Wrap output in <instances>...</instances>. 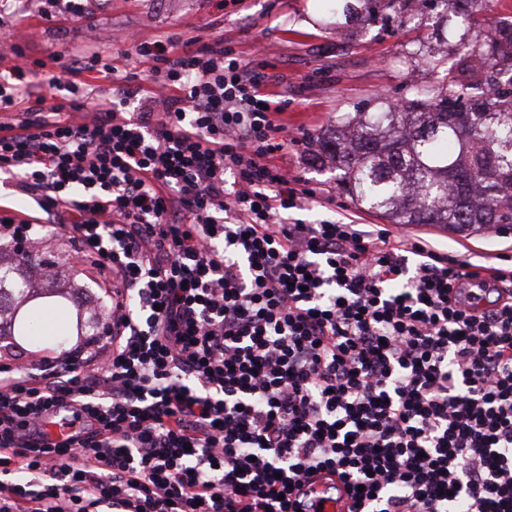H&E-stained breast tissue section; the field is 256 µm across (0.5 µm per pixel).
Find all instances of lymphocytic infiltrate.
<instances>
[{"mask_svg":"<svg viewBox=\"0 0 512 512\" xmlns=\"http://www.w3.org/2000/svg\"><path fill=\"white\" fill-rule=\"evenodd\" d=\"M24 56L0 51V179L38 211L0 205V239L69 230L112 306L0 365V512H320L326 468L355 512H512L511 268L291 219L318 197L276 77L223 36Z\"/></svg>","mask_w":512,"mask_h":512,"instance_id":"1","label":"lymphocytic infiltrate"}]
</instances>
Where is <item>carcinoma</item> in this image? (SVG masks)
I'll return each mask as SVG.
<instances>
[{
	"label": "carcinoma",
	"mask_w": 512,
	"mask_h": 512,
	"mask_svg": "<svg viewBox=\"0 0 512 512\" xmlns=\"http://www.w3.org/2000/svg\"><path fill=\"white\" fill-rule=\"evenodd\" d=\"M418 2L431 16L427 42L408 53L429 76L397 103L377 93L336 117L310 143L311 162L336 171L359 208L392 224H433L463 237L512 231V22L480 19L485 0H318L325 27L368 32L406 20ZM452 50H447V46ZM0 340L44 346L38 320L74 307L69 336L94 335L78 297L29 281L24 262H3Z\"/></svg>",
	"instance_id": "obj_1"
}]
</instances>
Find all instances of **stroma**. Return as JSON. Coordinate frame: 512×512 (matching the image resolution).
<instances>
[{
  "label": "stroma",
  "instance_id": "1",
  "mask_svg": "<svg viewBox=\"0 0 512 512\" xmlns=\"http://www.w3.org/2000/svg\"><path fill=\"white\" fill-rule=\"evenodd\" d=\"M88 20L80 28L66 21H47L26 0H13L0 14V41L20 42L29 60L67 54L77 44L112 52L123 49L124 36L218 32L246 60L257 59L284 76L278 88L286 102L288 134L302 139L332 124L351 104L384 93L405 96L407 80L424 81L421 68L407 69L405 58L430 26L414 18L394 24L381 35L350 36L319 26L315 0H87ZM288 170L321 196L320 205L301 211L300 219L346 217L358 224H382V217L356 207L337 187L333 173L311 166L300 145L288 148ZM392 233L423 239L449 258L497 264L512 257V232L462 237L425 224L391 225Z\"/></svg>",
  "mask_w": 512,
  "mask_h": 512
}]
</instances>
